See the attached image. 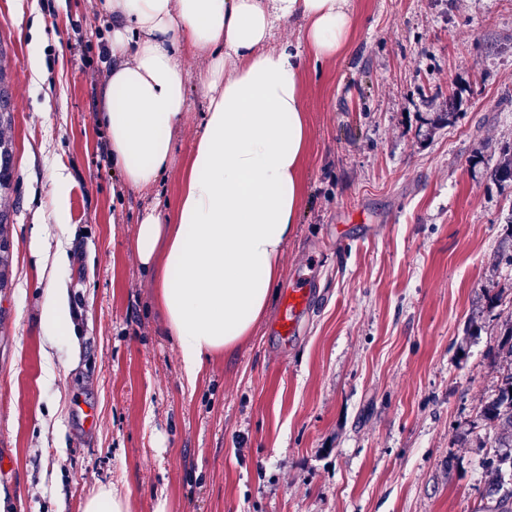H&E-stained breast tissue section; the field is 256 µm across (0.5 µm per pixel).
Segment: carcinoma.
<instances>
[{"label": "carcinoma", "mask_w": 512, "mask_h": 512, "mask_svg": "<svg viewBox=\"0 0 512 512\" xmlns=\"http://www.w3.org/2000/svg\"><path fill=\"white\" fill-rule=\"evenodd\" d=\"M5 55L0 45V193L10 189L13 179V143L4 134L11 125ZM492 175L499 182L512 180V154L499 157ZM8 223L9 213L0 210V289L7 287L9 276V245L4 237ZM481 416L500 434V450L485 461L484 498L495 502L494 512H512V367L501 375L496 390L481 405Z\"/></svg>", "instance_id": "obj_1"}]
</instances>
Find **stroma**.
I'll list each match as a JSON object with an SVG mask.
<instances>
[{"label": "stroma", "instance_id": "stroma-1", "mask_svg": "<svg viewBox=\"0 0 512 512\" xmlns=\"http://www.w3.org/2000/svg\"><path fill=\"white\" fill-rule=\"evenodd\" d=\"M352 10V48L306 65L304 196L276 298L192 383L130 248L147 201L102 154L106 14L98 0H0L14 143L0 195L13 213L0 290L9 512H82L104 487L129 512L162 500L167 512H482L495 433L480 407L512 364L488 354L512 325V181L490 176L512 149V0ZM59 167L73 229L63 267L47 197ZM299 274L312 300L287 338L277 322ZM59 280L75 345L40 324Z\"/></svg>", "mask_w": 512, "mask_h": 512}]
</instances>
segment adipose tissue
<instances>
[{
  "label": "adipose tissue",
  "mask_w": 512,
  "mask_h": 512,
  "mask_svg": "<svg viewBox=\"0 0 512 512\" xmlns=\"http://www.w3.org/2000/svg\"><path fill=\"white\" fill-rule=\"evenodd\" d=\"M350 2L103 0L112 65L98 118L127 187L152 193L173 163L188 81L207 98L173 207L147 210L130 242L188 380L251 336L275 294L304 193L306 63L350 50ZM294 21L295 40L274 43L276 27ZM187 55L205 61L196 76L182 68ZM70 325L59 284L42 326L64 336Z\"/></svg>",
  "instance_id": "adipose-tissue-1"
}]
</instances>
